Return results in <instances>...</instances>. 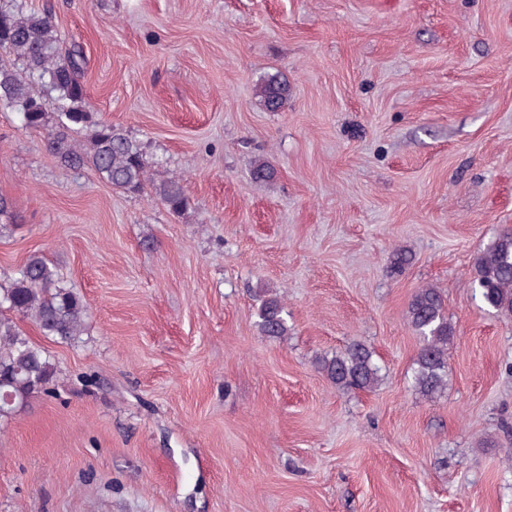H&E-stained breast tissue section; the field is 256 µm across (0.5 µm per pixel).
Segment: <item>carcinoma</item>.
Here are the masks:
<instances>
[{"label":"carcinoma","instance_id":"1","mask_svg":"<svg viewBox=\"0 0 512 512\" xmlns=\"http://www.w3.org/2000/svg\"><path fill=\"white\" fill-rule=\"evenodd\" d=\"M0 51L22 65L17 70L0 64V107L17 113L26 128L46 132L47 148L60 164L92 169L115 189L141 193L149 162L140 144L87 110L81 51H62L52 18L29 9L27 0H0ZM258 91L271 112L288 101V81L277 73L267 75ZM157 194L173 213L187 206L183 186L176 179L162 184ZM15 228L9 203L0 197V236ZM4 278L7 285H0V421L10 418L33 395L46 391L56 375L51 355L34 344L10 314L31 319L43 335L65 343L79 341L89 317L83 296L67 287L39 254L30 255ZM469 288L489 309L512 318L511 226L503 227L476 255ZM259 318L263 335L277 338L288 333L279 297L261 296ZM407 320L421 341L415 388L430 398L447 385L448 350L455 337L441 292L433 287L416 291L408 304ZM317 366L341 390L373 389L382 379L374 352L361 340L351 341L336 355L317 359Z\"/></svg>","mask_w":512,"mask_h":512}]
</instances>
